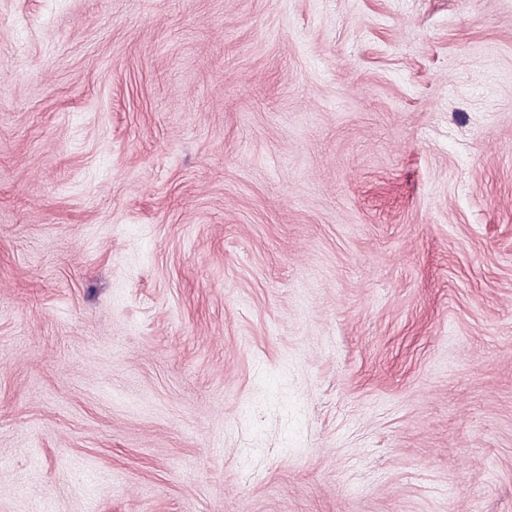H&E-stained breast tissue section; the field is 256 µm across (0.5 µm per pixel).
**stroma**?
Masks as SVG:
<instances>
[{"label": "stroma", "instance_id": "stroma-1", "mask_svg": "<svg viewBox=\"0 0 512 512\" xmlns=\"http://www.w3.org/2000/svg\"><path fill=\"white\" fill-rule=\"evenodd\" d=\"M0 512H512V0H0Z\"/></svg>", "mask_w": 512, "mask_h": 512}]
</instances>
